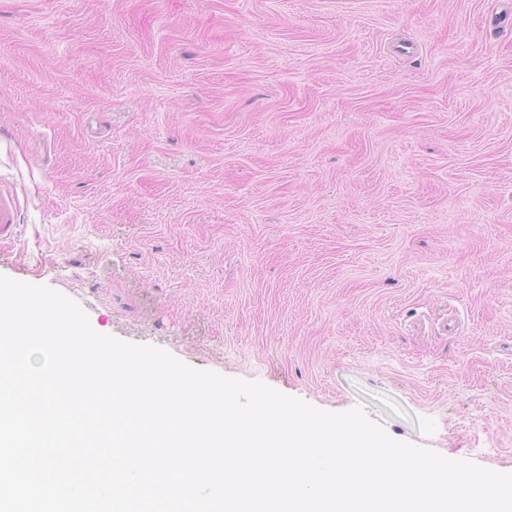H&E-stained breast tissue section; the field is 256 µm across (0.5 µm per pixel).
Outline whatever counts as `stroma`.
Here are the masks:
<instances>
[{"label":"stroma","instance_id":"obj_1","mask_svg":"<svg viewBox=\"0 0 512 512\" xmlns=\"http://www.w3.org/2000/svg\"><path fill=\"white\" fill-rule=\"evenodd\" d=\"M0 275L512 473V0H0ZM17 219L16 198L12 193H0V235H12Z\"/></svg>","mask_w":512,"mask_h":512}]
</instances>
